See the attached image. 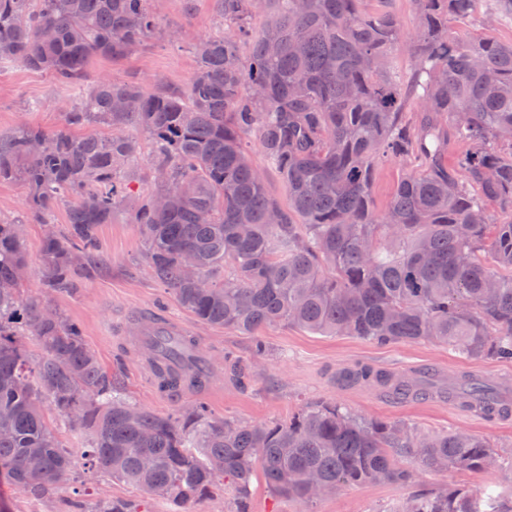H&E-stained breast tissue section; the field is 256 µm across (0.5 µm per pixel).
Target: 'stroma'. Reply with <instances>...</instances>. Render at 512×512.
<instances>
[{"label": "stroma", "instance_id": "stroma-1", "mask_svg": "<svg viewBox=\"0 0 512 512\" xmlns=\"http://www.w3.org/2000/svg\"><path fill=\"white\" fill-rule=\"evenodd\" d=\"M152 7L157 13L154 32L123 57L93 58L88 66L91 77L109 75L139 83L149 92L187 88L198 68L196 43L225 30L218 0H192L188 7L183 0H153ZM79 99L78 92L62 89L49 73L0 60L1 136L24 121L55 131ZM133 216L132 206L116 209L111 223L101 225L98 232L102 256L98 270L79 284L76 293L50 297L57 309L81 325L89 348L132 401L165 415L201 399L213 416L254 425L287 419L309 402L328 399L352 413L404 421L424 431L462 429L512 451V417L489 420L450 400L394 401L373 387L350 386L339 378L340 372L358 363L405 373L434 365L447 379L464 371L478 374L512 398V363H474L427 341L380 345L351 336H318L286 324L265 327L252 338L199 324L152 279L143 261L145 241ZM153 313L191 328L200 351L211 360L209 389L187 390L176 397L158 390L131 330L133 319ZM257 338L265 342L267 356L253 361L249 382L238 385L224 368V355L230 352L252 361L251 347ZM76 483L95 498L133 500L141 502L145 512H171L167 504L150 499L141 489L100 472L79 471ZM408 493V488L393 484L345 489L318 500L313 512H381ZM72 498L68 485L50 498L35 500L0 479V507L5 512H71Z\"/></svg>", "mask_w": 512, "mask_h": 512}]
</instances>
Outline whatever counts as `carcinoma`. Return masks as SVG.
Listing matches in <instances>:
<instances>
[{
  "instance_id": "cac0c4a2",
  "label": "carcinoma",
  "mask_w": 512,
  "mask_h": 512,
  "mask_svg": "<svg viewBox=\"0 0 512 512\" xmlns=\"http://www.w3.org/2000/svg\"><path fill=\"white\" fill-rule=\"evenodd\" d=\"M219 2L233 32L194 47L198 69L185 91L147 93L136 82L90 81L87 65L126 55L152 32L150 0H0V58L83 90L64 128L21 123L0 136V182L26 183L25 220L48 224L43 287L72 291L96 268L98 229L131 198L125 171L139 150L136 127L150 138L156 171L135 212L145 264L200 323L247 336L287 324L378 344L426 340L469 361H512V43L469 28L488 0H415L406 71L392 58L402 39L393 0ZM262 10L254 36L250 21ZM244 134L285 178L288 207L268 193ZM452 138L468 146L456 168ZM389 159L410 169L380 213L371 174ZM68 198L60 234L46 216ZM22 224H0V472L30 496L70 482L81 464L175 509L211 496L221 480L236 494L235 512H250L259 468L273 496L312 512L313 477L338 492L408 487L415 464L512 472V454L483 437L426 433L327 400L263 425L215 417L202 402L168 415L137 405L80 324L44 316L50 303L24 295ZM147 354L161 391L193 384L178 373L188 359L182 343ZM343 380L402 400L425 386L489 417L512 414L476 378L446 388L419 372L360 365ZM49 410L89 434L80 456L63 447ZM80 512L140 508L101 499ZM383 512H512V499L494 483L442 485Z\"/></svg>"
}]
</instances>
